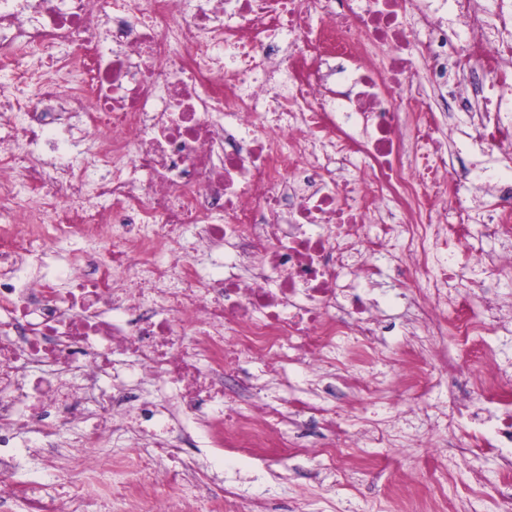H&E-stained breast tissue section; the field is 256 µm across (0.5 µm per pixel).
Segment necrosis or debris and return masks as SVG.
Wrapping results in <instances>:
<instances>
[{"instance_id": "4bbe7bcc", "label": "necrosis or debris", "mask_w": 512, "mask_h": 512, "mask_svg": "<svg viewBox=\"0 0 512 512\" xmlns=\"http://www.w3.org/2000/svg\"><path fill=\"white\" fill-rule=\"evenodd\" d=\"M490 23L475 0H0L13 82L0 98V506L183 512L200 480L187 423L259 454L288 418L248 372L255 359L305 358L332 372L340 400L374 395L353 375L383 353L364 258L390 242L408 334L430 343L404 346L406 388L426 386L448 335L500 324L487 296L512 251L480 259V316L439 312L460 275L448 237L476 219L465 184L491 186L486 236L512 237V183L488 164H512V40L487 36ZM466 107L476 136L458 169L439 118ZM59 251L79 266L62 287L46 272ZM202 251L232 260L209 275ZM144 375L161 393L131 404ZM511 381L490 367L451 384L425 406L423 437ZM302 408L328 432L321 456L367 466L343 456L335 406ZM78 416L85 427L62 441ZM137 420L153 424L146 452L104 468L87 456ZM21 424L63 456L58 478L12 484Z\"/></svg>"}]
</instances>
